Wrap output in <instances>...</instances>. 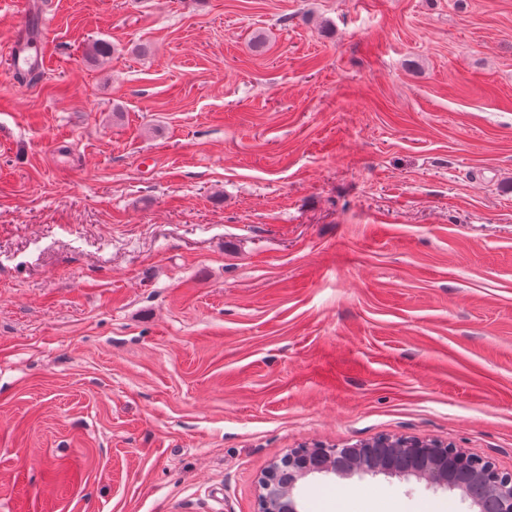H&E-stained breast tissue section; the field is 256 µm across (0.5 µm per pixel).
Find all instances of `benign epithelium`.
<instances>
[{
	"label": "benign epithelium",
	"instance_id": "benign-epithelium-1",
	"mask_svg": "<svg viewBox=\"0 0 512 512\" xmlns=\"http://www.w3.org/2000/svg\"><path fill=\"white\" fill-rule=\"evenodd\" d=\"M314 474L385 475L459 491L476 512H512V471L451 444L381 437L336 448H297L259 477V512H299L297 481Z\"/></svg>",
	"mask_w": 512,
	"mask_h": 512
}]
</instances>
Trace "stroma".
Returning a JSON list of instances; mask_svg holds the SVG:
<instances>
[{
    "instance_id": "1",
    "label": "stroma",
    "mask_w": 512,
    "mask_h": 512,
    "mask_svg": "<svg viewBox=\"0 0 512 512\" xmlns=\"http://www.w3.org/2000/svg\"><path fill=\"white\" fill-rule=\"evenodd\" d=\"M28 2L0 0V37L51 21L47 66L0 58V512H258L290 450L380 436L512 470V0Z\"/></svg>"
}]
</instances>
